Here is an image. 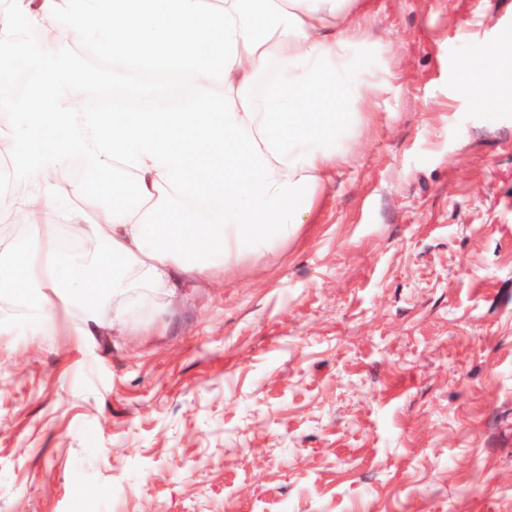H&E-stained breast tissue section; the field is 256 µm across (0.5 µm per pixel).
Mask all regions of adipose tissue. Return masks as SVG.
<instances>
[{
	"instance_id": "adipose-tissue-1",
	"label": "adipose tissue",
	"mask_w": 512,
	"mask_h": 512,
	"mask_svg": "<svg viewBox=\"0 0 512 512\" xmlns=\"http://www.w3.org/2000/svg\"><path fill=\"white\" fill-rule=\"evenodd\" d=\"M369 0H6L0 7V54L19 25L65 18L76 35L113 58L150 57L171 72L192 70V104L172 112L151 105L131 112H86L77 89L60 94L50 73L19 103L31 135L9 143L26 190L16 211L32 249L0 251V295L29 304L41 320L51 300L85 309L101 327L102 298L142 289L174 299L192 280L211 279L245 253L260 254L295 236L311 214L323 179L341 154L337 137L370 86L351 54L362 42ZM275 64L264 97L253 89ZM471 92L512 81V40L464 65ZM224 89L215 100L212 85ZM80 155L123 163L132 199L87 213L82 185L60 188L46 172ZM88 224V248L62 252L56 212Z\"/></svg>"
}]
</instances>
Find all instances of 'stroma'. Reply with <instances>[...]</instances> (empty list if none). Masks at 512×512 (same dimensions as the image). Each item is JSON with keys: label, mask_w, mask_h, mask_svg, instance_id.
<instances>
[{"label": "stroma", "mask_w": 512, "mask_h": 512, "mask_svg": "<svg viewBox=\"0 0 512 512\" xmlns=\"http://www.w3.org/2000/svg\"><path fill=\"white\" fill-rule=\"evenodd\" d=\"M377 88L287 243L169 306L0 300V512H512V101L466 57L512 0H372ZM71 35L41 67L94 86ZM72 182L110 204L120 162Z\"/></svg>", "instance_id": "35a3bbf8"}]
</instances>
